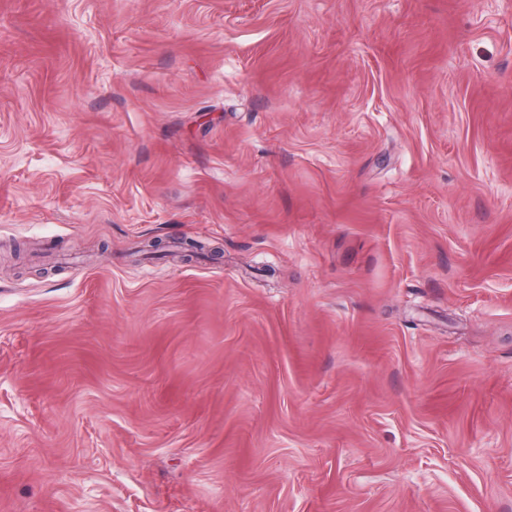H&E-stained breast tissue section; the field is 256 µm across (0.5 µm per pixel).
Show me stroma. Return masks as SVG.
Listing matches in <instances>:
<instances>
[{
  "label": "stroma",
  "instance_id": "obj_1",
  "mask_svg": "<svg viewBox=\"0 0 512 512\" xmlns=\"http://www.w3.org/2000/svg\"><path fill=\"white\" fill-rule=\"evenodd\" d=\"M0 512H512V0H0Z\"/></svg>",
  "mask_w": 512,
  "mask_h": 512
}]
</instances>
